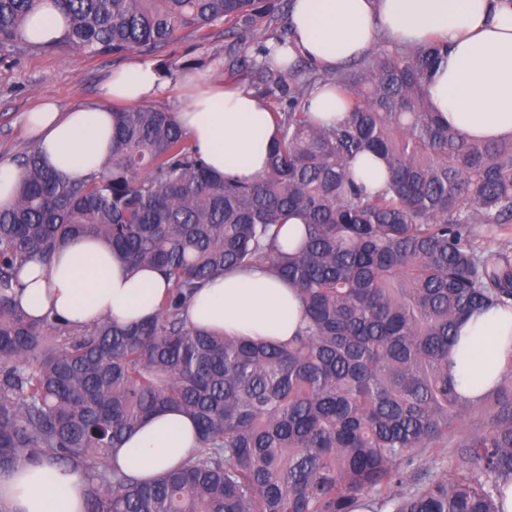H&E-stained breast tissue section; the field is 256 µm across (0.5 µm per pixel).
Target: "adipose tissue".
I'll list each match as a JSON object with an SVG mask.
<instances>
[{
    "mask_svg": "<svg viewBox=\"0 0 512 512\" xmlns=\"http://www.w3.org/2000/svg\"><path fill=\"white\" fill-rule=\"evenodd\" d=\"M297 51L327 70L342 68L389 46L423 47L440 41L448 56L433 72V109L472 140L512 139V0H294ZM66 20L55 0H36L25 35L35 43L57 39ZM188 91L174 118L221 175L250 180L265 167L276 128L261 102L225 89L202 73L183 75ZM167 95L159 69L139 61L117 71L97 103L60 109L47 101L25 116L44 164L81 182L101 169L116 117L112 103H143ZM19 305L32 317L56 315L80 327L109 316L121 323L151 318L167 289L154 269H131L97 242L78 239L49 261L31 260L20 274ZM189 325L231 336L285 342L297 334L303 307L296 290L260 269L219 275L184 309ZM456 350L479 355L454 371L458 390L477 401L512 367V307L492 305L462 320ZM198 446L192 420L174 410L147 418L114 454L126 473L155 478L184 463ZM0 501L10 512H85L86 484L76 473L27 464L0 474Z\"/></svg>",
    "mask_w": 512,
    "mask_h": 512,
    "instance_id": "ef3b65f1",
    "label": "adipose tissue"
}]
</instances>
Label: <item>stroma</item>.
Instances as JSON below:
<instances>
[{
  "label": "stroma",
  "mask_w": 512,
  "mask_h": 512,
  "mask_svg": "<svg viewBox=\"0 0 512 512\" xmlns=\"http://www.w3.org/2000/svg\"><path fill=\"white\" fill-rule=\"evenodd\" d=\"M210 37L187 35L173 46L151 55V62L166 69L171 58L187 61L196 71H215L224 60V26L215 24ZM129 57H88L62 49H30L0 60V161L16 159L32 144L24 116L41 101L51 99L62 107L91 103L116 70Z\"/></svg>",
  "instance_id": "stroma-1"
}]
</instances>
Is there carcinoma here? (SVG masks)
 <instances>
[{"instance_id":"obj_1","label":"carcinoma","mask_w":512,"mask_h":512,"mask_svg":"<svg viewBox=\"0 0 512 512\" xmlns=\"http://www.w3.org/2000/svg\"><path fill=\"white\" fill-rule=\"evenodd\" d=\"M35 0H0V53L24 35ZM67 26L41 48L88 57L153 54L224 24V84L244 85L278 137L250 181L214 174L171 113L119 112L98 174L70 182L37 147L0 210V473L45 462L80 474L85 512H501L512 484V391L487 393L485 425L455 438L477 404L448 365L459 320L512 302V242L478 245L477 227L512 225V140H469L439 119L427 86L447 47L367 54L334 72L288 62L292 0H57ZM266 37L254 41L253 32ZM328 83L346 119L309 117ZM386 164L372 191L352 169ZM302 238L281 239L290 215ZM75 237L101 241L169 283L157 313L73 331L14 302L32 257ZM262 267L305 309L287 343L195 328L185 305L214 276ZM177 409L198 430L181 466L141 481L113 449L148 416ZM440 456L412 470L413 451Z\"/></svg>"}]
</instances>
